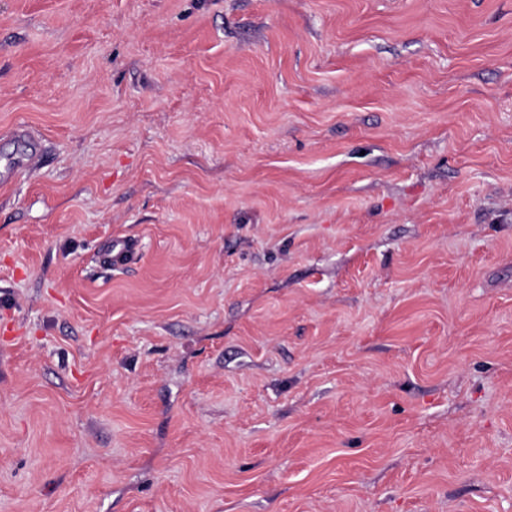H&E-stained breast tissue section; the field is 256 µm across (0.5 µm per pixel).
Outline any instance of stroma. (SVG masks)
<instances>
[{"mask_svg":"<svg viewBox=\"0 0 512 512\" xmlns=\"http://www.w3.org/2000/svg\"><path fill=\"white\" fill-rule=\"evenodd\" d=\"M32 149L0 512H512V0H0ZM137 249V242L132 239H113L101 253V264L114 269L123 267L134 259Z\"/></svg>","mask_w":512,"mask_h":512,"instance_id":"obj_1","label":"stroma"}]
</instances>
